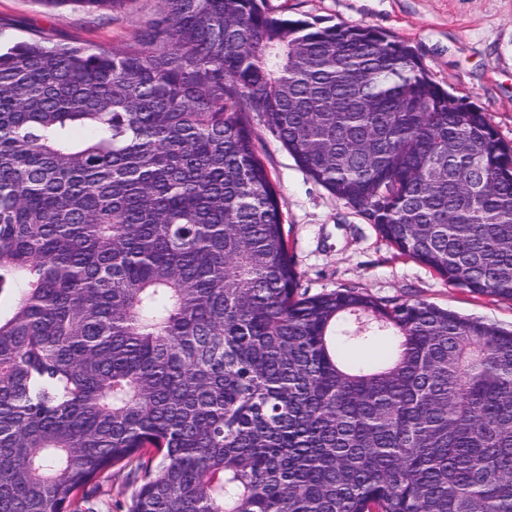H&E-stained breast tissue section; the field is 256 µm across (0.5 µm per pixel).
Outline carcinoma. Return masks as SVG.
I'll return each mask as SVG.
<instances>
[{"label": "carcinoma", "mask_w": 512, "mask_h": 512, "mask_svg": "<svg viewBox=\"0 0 512 512\" xmlns=\"http://www.w3.org/2000/svg\"><path fill=\"white\" fill-rule=\"evenodd\" d=\"M253 115L400 255L512 301V144L405 42L265 0H159L110 51L34 34L0 49V512L133 459L126 512H512V330L306 295Z\"/></svg>", "instance_id": "cac0c4a2"}]
</instances>
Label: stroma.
Masks as SVG:
<instances>
[{
	"instance_id": "35a3bbf8",
	"label": "stroma",
	"mask_w": 512,
	"mask_h": 512,
	"mask_svg": "<svg viewBox=\"0 0 512 512\" xmlns=\"http://www.w3.org/2000/svg\"><path fill=\"white\" fill-rule=\"evenodd\" d=\"M270 12L324 26L366 25L405 41L434 81L481 108L512 143V0H266ZM158 0H130L104 18L38 0H0V45L42 33L54 43L109 49L151 19ZM253 130L260 157L284 200L288 244L308 294L355 287L397 302L426 301L512 329V301L448 284L419 262L398 256L352 207L299 168L261 121ZM132 466L114 467L77 512H125L135 487Z\"/></svg>"
}]
</instances>
